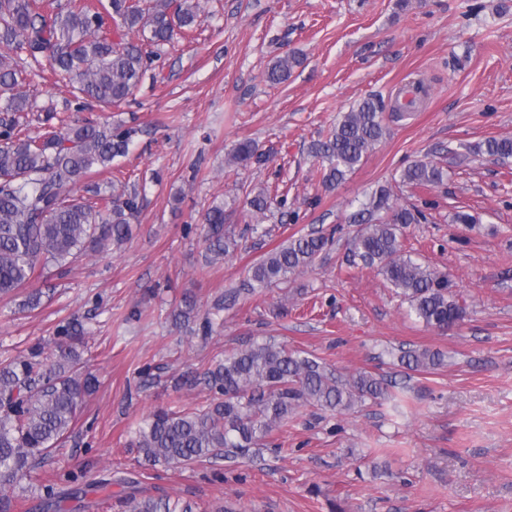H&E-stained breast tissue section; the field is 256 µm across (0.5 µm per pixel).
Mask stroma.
<instances>
[{
  "mask_svg": "<svg viewBox=\"0 0 512 512\" xmlns=\"http://www.w3.org/2000/svg\"><path fill=\"white\" fill-rule=\"evenodd\" d=\"M201 5L188 39L163 46L135 100L110 110L113 122L138 130L129 154L86 177L137 175L144 191L131 239L48 279L34 311L0 298V360L50 345L59 322L86 315L96 333L83 357L99 381L39 484L11 489V512H42L41 484L68 473L88 485L91 512H131L132 500L148 497L204 512H512V158L470 151L512 137V0ZM293 53L303 64L270 84L269 67ZM408 84L421 89L415 106L401 118L389 111L387 135L345 181L324 187L313 144L364 98L391 108ZM244 140L257 157L227 164ZM420 159L447 179L403 184L402 170ZM381 186L427 209L403 245L466 302L465 319L446 332L410 315L375 269L347 261L356 227L346 218ZM266 189L286 203L253 215L246 197ZM220 202L241 239L209 264L193 226ZM460 211L474 223H454ZM310 233L334 241L289 285L241 292L212 336L173 327L183 296L210 311L263 254ZM268 338L337 373L385 377L391 395L344 415L300 407L276 432L277 452L173 468L130 447V427L155 408L206 403L207 390L177 386L181 374ZM408 349L440 353L442 363L406 373L397 355ZM148 366L157 376L145 384ZM107 474L111 485L96 488Z\"/></svg>",
  "mask_w": 512,
  "mask_h": 512,
  "instance_id": "obj_1",
  "label": "stroma"
}]
</instances>
